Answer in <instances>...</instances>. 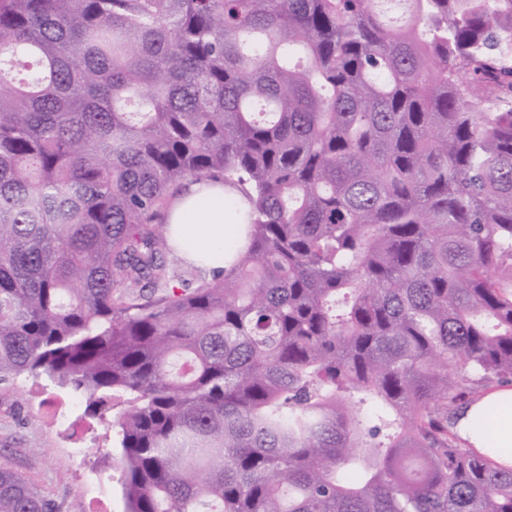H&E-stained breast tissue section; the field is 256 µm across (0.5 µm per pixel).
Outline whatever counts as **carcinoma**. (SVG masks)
<instances>
[{"label": "carcinoma", "mask_w": 512, "mask_h": 512, "mask_svg": "<svg viewBox=\"0 0 512 512\" xmlns=\"http://www.w3.org/2000/svg\"><path fill=\"white\" fill-rule=\"evenodd\" d=\"M381 2L0 0V379L117 411L125 512H512L450 431L512 383V0ZM186 185L173 189L171 202ZM167 222L170 244L182 258L207 271L224 268L225 237L232 228L224 215V184H188L170 207Z\"/></svg>", "instance_id": "carcinoma-1"}]
</instances>
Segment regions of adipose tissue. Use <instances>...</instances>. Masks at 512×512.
<instances>
[{
    "mask_svg": "<svg viewBox=\"0 0 512 512\" xmlns=\"http://www.w3.org/2000/svg\"><path fill=\"white\" fill-rule=\"evenodd\" d=\"M233 189L193 182L170 207V243L186 261L219 270L231 226L224 215L225 198ZM454 433L498 464L512 467V388L484 392L459 408Z\"/></svg>",
    "mask_w": 512,
    "mask_h": 512,
    "instance_id": "obj_1",
    "label": "adipose tissue"
}]
</instances>
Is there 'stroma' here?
I'll list each match as a JSON object with an SVG mask.
<instances>
[{
	"instance_id": "1",
	"label": "stroma",
	"mask_w": 512,
	"mask_h": 512,
	"mask_svg": "<svg viewBox=\"0 0 512 512\" xmlns=\"http://www.w3.org/2000/svg\"><path fill=\"white\" fill-rule=\"evenodd\" d=\"M0 462L27 478L54 512H124L123 460L110 429L66 389L0 382ZM97 488L99 500L89 496Z\"/></svg>"
}]
</instances>
